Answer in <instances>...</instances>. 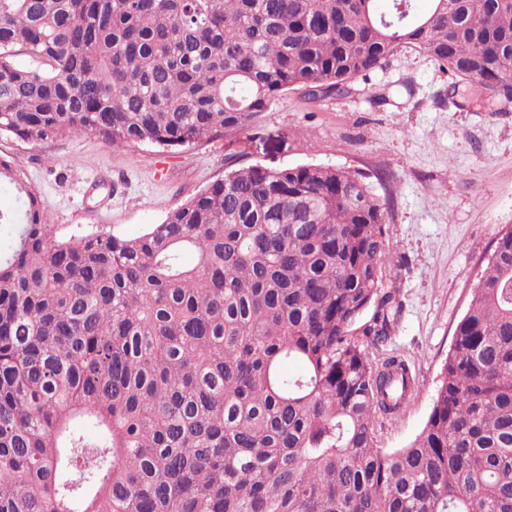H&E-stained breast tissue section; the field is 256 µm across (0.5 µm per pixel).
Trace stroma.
Here are the masks:
<instances>
[{"label":"stroma","instance_id":"stroma-1","mask_svg":"<svg viewBox=\"0 0 512 512\" xmlns=\"http://www.w3.org/2000/svg\"><path fill=\"white\" fill-rule=\"evenodd\" d=\"M452 77L429 56L401 48L343 97L288 92L256 127L201 144L112 147L95 135L38 143L0 134L58 236L106 228L144 234L241 164L345 167L368 175L386 203L390 259L384 290L402 302L392 339L374 361L401 356L417 399L381 419L382 448L421 431L440 385L454 331L499 235L512 227V104L493 108L449 95ZM384 105H373L374 97Z\"/></svg>","mask_w":512,"mask_h":512}]
</instances>
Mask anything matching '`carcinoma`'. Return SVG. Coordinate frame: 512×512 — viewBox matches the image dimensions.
Here are the masks:
<instances>
[{"mask_svg": "<svg viewBox=\"0 0 512 512\" xmlns=\"http://www.w3.org/2000/svg\"><path fill=\"white\" fill-rule=\"evenodd\" d=\"M376 2L0 0V132L204 143L402 47L512 87V0ZM1 182L20 215L0 212V512H512V228L423 429L385 450L416 379L366 352L402 308L366 176L240 165L135 239L58 237L2 157Z\"/></svg>", "mask_w": 512, "mask_h": 512, "instance_id": "obj_1", "label": "carcinoma"}]
</instances>
